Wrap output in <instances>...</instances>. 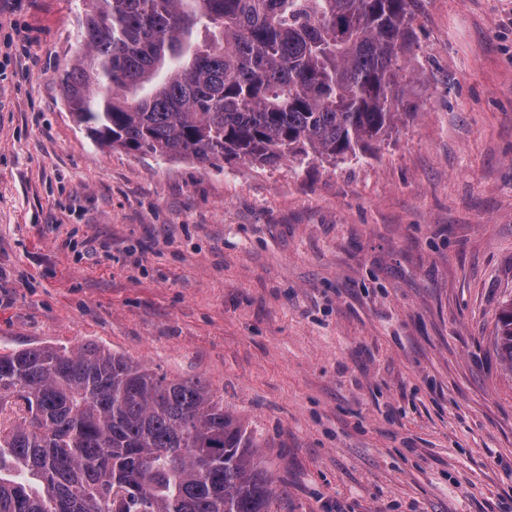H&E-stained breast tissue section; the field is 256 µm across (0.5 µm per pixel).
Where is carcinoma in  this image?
<instances>
[{"label":"carcinoma","mask_w":512,"mask_h":512,"mask_svg":"<svg viewBox=\"0 0 512 512\" xmlns=\"http://www.w3.org/2000/svg\"><path fill=\"white\" fill-rule=\"evenodd\" d=\"M417 2L91 0L61 95L101 148L344 161L409 108L400 57ZM495 343L512 372V297ZM255 448L199 378L92 345L0 353V512H270Z\"/></svg>","instance_id":"carcinoma-1"}]
</instances>
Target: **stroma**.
Instances as JSON below:
<instances>
[{"label": "stroma", "mask_w": 512, "mask_h": 512, "mask_svg": "<svg viewBox=\"0 0 512 512\" xmlns=\"http://www.w3.org/2000/svg\"><path fill=\"white\" fill-rule=\"evenodd\" d=\"M83 0L0 5V350L202 378L271 512H512V0H419L391 138L343 164L96 146ZM495 343L502 361L512 372V296L503 302L496 327Z\"/></svg>", "instance_id": "35a3bbf8"}]
</instances>
